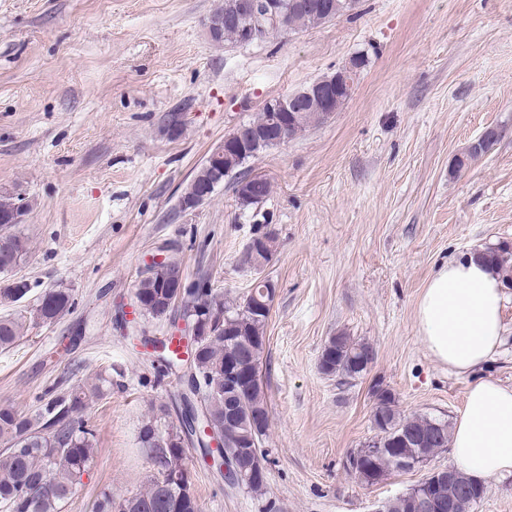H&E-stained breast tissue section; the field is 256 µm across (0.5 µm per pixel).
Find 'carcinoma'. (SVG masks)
Listing matches in <instances>:
<instances>
[{
	"mask_svg": "<svg viewBox=\"0 0 512 512\" xmlns=\"http://www.w3.org/2000/svg\"><path fill=\"white\" fill-rule=\"evenodd\" d=\"M323 9L293 10L288 13V30L296 31L319 26L354 9L357 0H323ZM300 131L325 122L319 103L307 99L299 104L297 112ZM499 132H493L483 141L471 145L456 159L454 170L462 171L468 162L488 152L498 141ZM243 161L234 157L224 159V167L231 169L239 210L253 213L271 195V183H252L241 186ZM224 172H215L203 162L188 183L185 192L212 194L224 184ZM21 199L8 193L0 194V226L10 223ZM258 254L270 262L275 253V234L263 224L255 225ZM27 240L16 233L0 236V273L16 268L26 257ZM480 257L498 271L504 286L512 288V243L500 241L485 247ZM29 292L28 283L16 280L0 290V302L17 303ZM249 293L226 300L214 288H198L186 294L182 306H169V288L162 274L138 281L135 297L143 312L158 320L172 312L189 316H216L221 325L200 337L199 355L195 367L200 376L196 392L204 396L217 426H224L226 408L233 406L238 417L234 428L224 434V452L233 457L244 447L262 449L269 427L268 405L262 383L252 378L255 365L261 363L266 347V328L270 311L261 312L251 307ZM72 306L69 289L55 288L39 299L29 315L19 313L0 318V349L12 347L23 336L28 319L53 323L64 316ZM376 351L366 341L356 340L345 333L329 338L319 362L320 371L327 376L341 375L348 379L363 376L374 362ZM237 361L247 380L233 393L224 391V373ZM102 377L88 386H78L66 393L50 390L39 398V405L31 414H23L12 406L0 407V505L7 512H62L65 501L74 494L77 480L86 471L97 445L96 434L86 427L82 412L87 401L104 394ZM379 410L373 414L377 439L350 454L349 469L368 485H373L393 472H407L417 467L428 469L427 474L401 497L395 499L390 512H408L405 504L413 494L428 495L438 504L434 512H444L448 505V487L485 498V484L475 482L462 472L454 471L453 481L443 478L429 467L431 461L448 449L450 431L448 421L422 415H403L395 408V398L386 389L375 392ZM182 427L173 426L159 432L155 421L145 423L140 430V442L153 460L156 472L140 493L119 500L110 490H103L95 512H199L192 488L186 448L182 445ZM407 460L403 466L399 460ZM268 485V468L263 467L248 475L242 488L254 494H263Z\"/></svg>",
	"mask_w": 512,
	"mask_h": 512,
	"instance_id": "obj_1",
	"label": "carcinoma"
}]
</instances>
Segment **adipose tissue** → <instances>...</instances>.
<instances>
[{
    "label": "adipose tissue",
    "instance_id": "obj_1",
    "mask_svg": "<svg viewBox=\"0 0 512 512\" xmlns=\"http://www.w3.org/2000/svg\"><path fill=\"white\" fill-rule=\"evenodd\" d=\"M506 290L495 268L466 256L441 266L417 308L418 332L432 358L458 374L487 364L502 343ZM456 466L483 480L512 474V387L478 380L453 422Z\"/></svg>",
    "mask_w": 512,
    "mask_h": 512
}]
</instances>
